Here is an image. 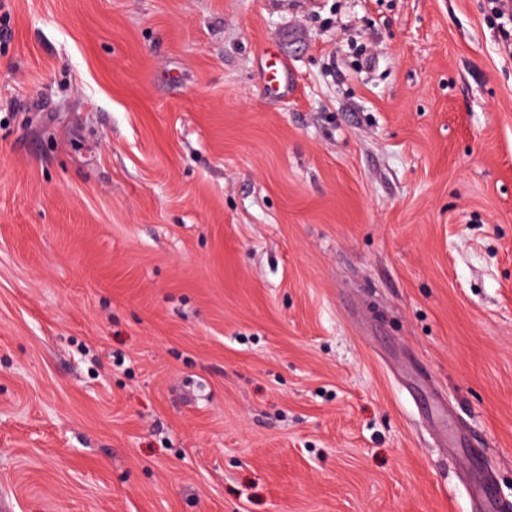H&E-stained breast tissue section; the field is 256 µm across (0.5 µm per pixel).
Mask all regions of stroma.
Listing matches in <instances>:
<instances>
[{"label":"stroma","instance_id":"35a3bbf8","mask_svg":"<svg viewBox=\"0 0 512 512\" xmlns=\"http://www.w3.org/2000/svg\"><path fill=\"white\" fill-rule=\"evenodd\" d=\"M474 464L512 506L487 0H0L4 512H479ZM288 66L280 56L268 52L265 86L274 96L288 94Z\"/></svg>","mask_w":512,"mask_h":512}]
</instances>
